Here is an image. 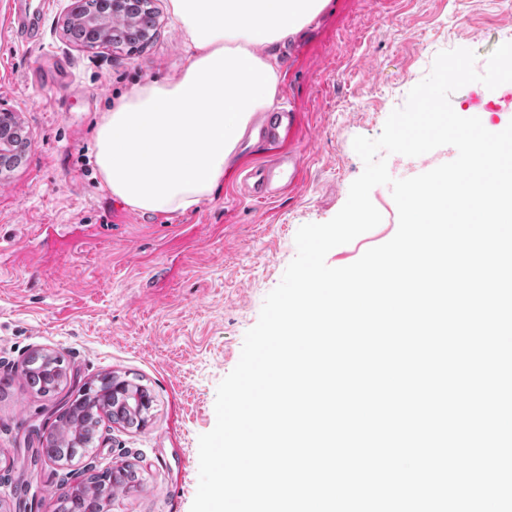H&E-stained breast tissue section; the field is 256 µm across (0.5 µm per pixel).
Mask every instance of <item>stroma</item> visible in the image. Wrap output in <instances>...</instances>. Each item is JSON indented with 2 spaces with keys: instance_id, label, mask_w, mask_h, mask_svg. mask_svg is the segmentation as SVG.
<instances>
[{
  "instance_id": "35a3bbf8",
  "label": "stroma",
  "mask_w": 512,
  "mask_h": 512,
  "mask_svg": "<svg viewBox=\"0 0 512 512\" xmlns=\"http://www.w3.org/2000/svg\"><path fill=\"white\" fill-rule=\"evenodd\" d=\"M68 0H0V108L16 112L31 147L0 174V473L27 474L24 512H57L84 467L132 465L134 487L109 512H191L198 440L216 423V390L239 361L246 332L281 281L307 223L331 220L364 170L355 137L380 136L393 109L443 50L475 51V68L512 41V0H330L281 49L279 106L296 112L282 141L243 139L210 199L184 213L143 215L102 187L92 156L100 115L133 86L180 73L187 48L168 0H154L153 39L86 49L64 34ZM40 24L21 44V11ZM462 117L512 123V100L470 83L450 97ZM298 160L294 184L252 197L241 172L273 153ZM381 223L329 251L345 267L396 233L389 186L372 189ZM36 351L62 353L68 390L103 372L146 386L145 426L103 420L88 455L27 472L24 430L51 427L63 398H46L23 368Z\"/></svg>"
}]
</instances>
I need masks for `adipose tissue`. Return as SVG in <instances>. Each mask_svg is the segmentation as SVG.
Here are the masks:
<instances>
[{
	"mask_svg": "<svg viewBox=\"0 0 512 512\" xmlns=\"http://www.w3.org/2000/svg\"><path fill=\"white\" fill-rule=\"evenodd\" d=\"M328 2L170 0L189 63L103 112L94 139L103 188L145 215L185 212L208 199L256 113L273 108L282 92L272 47Z\"/></svg>",
	"mask_w": 512,
	"mask_h": 512,
	"instance_id": "ef3b65f1",
	"label": "adipose tissue"
}]
</instances>
